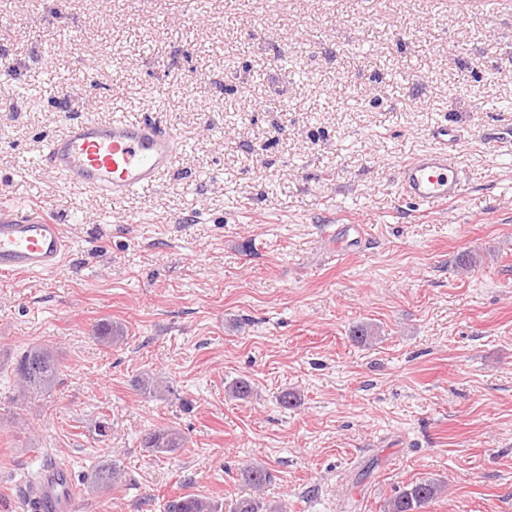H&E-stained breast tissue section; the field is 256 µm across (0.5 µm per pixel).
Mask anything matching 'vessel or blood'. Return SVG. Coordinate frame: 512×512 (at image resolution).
Listing matches in <instances>:
<instances>
[{
    "label": "vessel or blood",
    "mask_w": 512,
    "mask_h": 512,
    "mask_svg": "<svg viewBox=\"0 0 512 512\" xmlns=\"http://www.w3.org/2000/svg\"><path fill=\"white\" fill-rule=\"evenodd\" d=\"M436 148L416 155L399 171L403 195L414 202L445 205L462 195L448 152V131H435ZM180 140L146 119L73 120L46 145L40 163L70 186L121 199L157 185L175 166ZM71 250L64 225L25 206L0 210V273L44 275L62 266ZM67 470L54 464L43 474L25 512H72L73 494L59 491Z\"/></svg>",
    "instance_id": "b4317fda"
}]
</instances>
